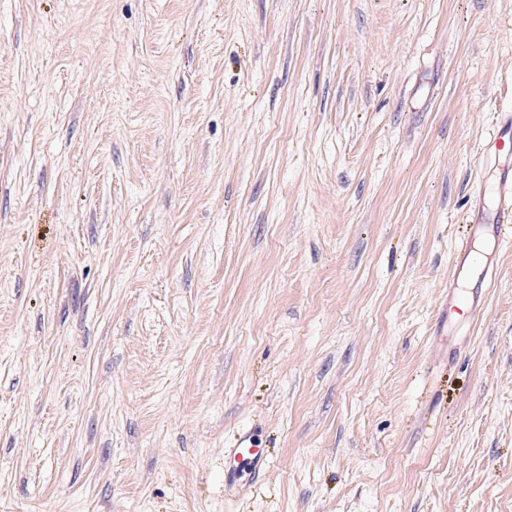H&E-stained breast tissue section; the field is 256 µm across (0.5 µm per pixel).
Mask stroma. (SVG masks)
<instances>
[{"label": "stroma", "instance_id": "obj_1", "mask_svg": "<svg viewBox=\"0 0 512 512\" xmlns=\"http://www.w3.org/2000/svg\"><path fill=\"white\" fill-rule=\"evenodd\" d=\"M511 111L512 0H0V512H512ZM504 114H497L491 133L480 147L479 160L486 177L473 192L468 212L471 232L457 246L453 275L448 282V311L467 313L471 324L478 322L473 297L460 292L458 283L482 265L472 241L476 236H485L498 246L512 242V170L499 158L502 153L509 155L512 146V114ZM487 196L492 198L491 207L486 205ZM228 456L237 460L241 458L250 465L258 466L264 460V453L259 448H254L251 437L248 434L240 435L233 448H228Z\"/></svg>", "mask_w": 512, "mask_h": 512}]
</instances>
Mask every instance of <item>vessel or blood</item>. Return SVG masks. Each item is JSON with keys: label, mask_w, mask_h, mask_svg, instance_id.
<instances>
[{"label": "vessel or blood", "mask_w": 512, "mask_h": 512, "mask_svg": "<svg viewBox=\"0 0 512 512\" xmlns=\"http://www.w3.org/2000/svg\"><path fill=\"white\" fill-rule=\"evenodd\" d=\"M509 150H512V114H500L479 150L486 177L473 192L469 209L471 235L457 246L453 275L448 282V309L460 315L475 312L472 299L458 289L460 280L470 277L476 287L488 288L497 279L493 268L482 267L473 237L485 236L500 246L512 242V166L500 160L501 154ZM228 454L230 458L243 459L253 466L264 460L263 451L255 448L246 434L236 439Z\"/></svg>", "instance_id": "1"}]
</instances>
